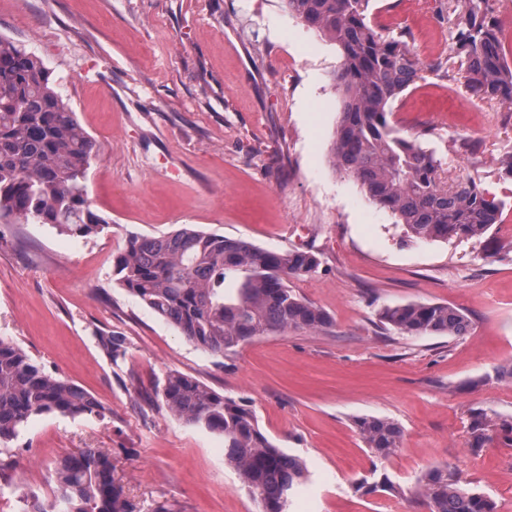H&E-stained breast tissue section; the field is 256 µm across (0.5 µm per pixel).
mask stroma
Returning a JSON list of instances; mask_svg holds the SVG:
<instances>
[{
	"label": "stroma",
	"mask_w": 512,
	"mask_h": 512,
	"mask_svg": "<svg viewBox=\"0 0 512 512\" xmlns=\"http://www.w3.org/2000/svg\"><path fill=\"white\" fill-rule=\"evenodd\" d=\"M386 34L409 33L421 78L394 103L403 134L430 128L451 176L500 198L496 160L512 152V111L473 97L458 73L444 0H375ZM0 35L39 56L95 139L87 176L108 231L70 237L49 224H0V339L91 392L104 420L32 418L0 447V512H23L14 487L52 499L50 472L82 448H108L141 507L259 512L224 462V439L172 416L155 398L167 372L192 376L255 411L261 430L301 457L308 478L292 512H429L419 478L445 466L512 512V446L472 448L475 414L512 417V208L482 240L405 238L328 156L339 97L337 47L288 15L282 0H0ZM185 224L269 250H309L320 264L292 288L332 318L224 357L187 342L122 288L114 261L129 238ZM447 303L463 336H404L385 307ZM124 336L111 364L92 337ZM404 430L372 456L358 416ZM389 490H382V483Z\"/></svg>",
	"instance_id": "obj_1"
}]
</instances>
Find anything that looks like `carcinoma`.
I'll return each instance as SVG.
<instances>
[{"mask_svg": "<svg viewBox=\"0 0 512 512\" xmlns=\"http://www.w3.org/2000/svg\"><path fill=\"white\" fill-rule=\"evenodd\" d=\"M283 2L289 14L340 52L334 168L353 177L372 203L418 241L479 240L500 223L505 200L470 177H442L446 159L426 146L423 135H402L392 120L394 101L421 71L409 37L379 32L370 18L371 0ZM485 3L448 0L458 12L451 39L471 94L509 108L512 50ZM98 153L42 59L0 36V224H51L74 237L110 228L85 197L86 175ZM318 266L310 251H271L190 226L133 237L115 260L119 283L129 294L214 356L288 329L327 328L329 315L288 287V279L308 276ZM381 318L406 336H463L470 327L464 313L441 303L388 307ZM93 338L112 363L125 359L122 336L97 329ZM158 397L175 417L224 437V460L260 512H289L305 476L303 462L261 431L253 410L177 371L167 372ZM108 412L84 388L0 339V447L16 440L34 416L103 419ZM353 423L376 459L386 460L400 448L403 428L397 421L362 416ZM470 430L476 449L497 440L512 445L511 419L492 422L480 415ZM52 478L55 501L24 493V512H139L113 476L110 448H83L60 459ZM418 493L429 512H496L490 497L445 467L428 470Z\"/></svg>", "mask_w": 512, "mask_h": 512, "instance_id": "obj_1", "label": "carcinoma"}]
</instances>
